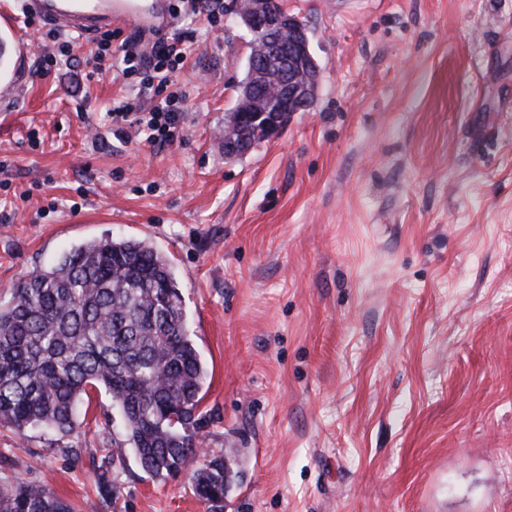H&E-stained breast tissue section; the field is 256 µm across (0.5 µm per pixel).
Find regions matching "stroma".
Segmentation results:
<instances>
[{"label":"stroma","mask_w":512,"mask_h":512,"mask_svg":"<svg viewBox=\"0 0 512 512\" xmlns=\"http://www.w3.org/2000/svg\"><path fill=\"white\" fill-rule=\"evenodd\" d=\"M284 3L317 98L236 160L230 20L175 18L195 51L162 147L114 135L125 88L86 80L93 38L42 77L50 26L9 32L0 302L83 241H151L207 371L199 457L234 479L217 508L191 472L148 474L101 392L71 435L0 427V484L76 512H512V0Z\"/></svg>","instance_id":"35a3bbf8"}]
</instances>
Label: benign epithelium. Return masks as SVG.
I'll list each match as a JSON object with an SVG mask.
<instances>
[{
    "mask_svg": "<svg viewBox=\"0 0 512 512\" xmlns=\"http://www.w3.org/2000/svg\"><path fill=\"white\" fill-rule=\"evenodd\" d=\"M227 12L253 35L249 43L252 63L263 62L277 71L270 94L260 98L241 95L236 105L238 120L266 118L260 139L248 144L236 141L233 127L224 129V152L243 156L261 142L279 134L288 115L308 110L316 99L320 68L311 53L308 36L295 27V18L284 7L274 9L272 0H231Z\"/></svg>",
    "mask_w": 512,
    "mask_h": 512,
    "instance_id": "benign-epithelium-1",
    "label": "benign epithelium"
}]
</instances>
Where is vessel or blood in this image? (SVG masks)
<instances>
[{
  "mask_svg": "<svg viewBox=\"0 0 512 512\" xmlns=\"http://www.w3.org/2000/svg\"><path fill=\"white\" fill-rule=\"evenodd\" d=\"M25 6L43 23L82 36L131 19L143 30L171 24L165 0H26Z\"/></svg>",
  "mask_w": 512,
  "mask_h": 512,
  "instance_id": "vessel-or-blood-1",
  "label": "vessel or blood"
}]
</instances>
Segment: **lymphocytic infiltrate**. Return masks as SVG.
<instances>
[{"mask_svg": "<svg viewBox=\"0 0 512 512\" xmlns=\"http://www.w3.org/2000/svg\"><path fill=\"white\" fill-rule=\"evenodd\" d=\"M119 41L123 51V78H137L141 90L151 92L152 103L142 108L123 101L111 110L115 133L143 135L146 141L163 145L180 139L184 124V96L173 86L172 73L183 65L190 53L189 32L156 38L150 48H142L140 39L120 38L118 31L107 29L99 33V44L108 46Z\"/></svg>", "mask_w": 512, "mask_h": 512, "instance_id": "f902f5d3", "label": "lymphocytic infiltrate"}]
</instances>
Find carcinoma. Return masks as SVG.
<instances>
[{
  "mask_svg": "<svg viewBox=\"0 0 512 512\" xmlns=\"http://www.w3.org/2000/svg\"><path fill=\"white\" fill-rule=\"evenodd\" d=\"M206 369L167 258L152 244L105 237L22 277L0 305V426L64 435L103 389L124 414L128 441L155 477L196 459L195 412ZM196 493L224 501V459L192 474ZM0 512H73L42 485L0 486Z\"/></svg>",
  "mask_w": 512,
  "mask_h": 512,
  "instance_id": "obj_1",
  "label": "carcinoma"
}]
</instances>
